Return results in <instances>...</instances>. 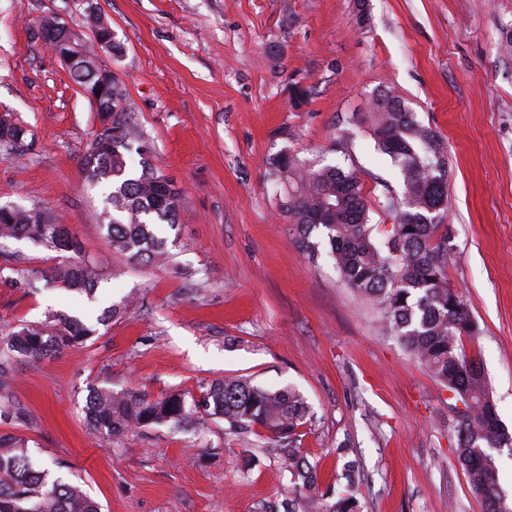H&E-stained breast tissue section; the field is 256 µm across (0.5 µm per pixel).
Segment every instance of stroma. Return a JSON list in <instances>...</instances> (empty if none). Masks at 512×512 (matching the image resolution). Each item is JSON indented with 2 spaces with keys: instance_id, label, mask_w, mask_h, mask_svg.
Wrapping results in <instances>:
<instances>
[{
  "instance_id": "1",
  "label": "stroma",
  "mask_w": 512,
  "mask_h": 512,
  "mask_svg": "<svg viewBox=\"0 0 512 512\" xmlns=\"http://www.w3.org/2000/svg\"><path fill=\"white\" fill-rule=\"evenodd\" d=\"M123 47L102 53L125 84L151 162L182 190L179 222L161 225L164 266L130 263L99 226L104 190L80 158L99 125L92 102L36 35L62 14L90 38L86 0H0V116L28 130L0 157V204L50 212L103 272L95 301L41 287L56 252L0 243V335L47 313L120 314L84 345L11 364V394L32 421L19 434L38 468L80 477L102 512H285L287 460L266 437L236 434L197 408L193 426L119 437L84 418L91 388L158 399L241 377L292 386L310 417L301 446L320 492L342 488L340 445L360 461L365 512H482L454 457L449 394L387 335L374 305L325 256L309 257L268 165L340 160L342 120L378 237L398 188L375 147L372 100L392 88L441 139L448 158V283L479 327L482 362L512 433V0H97Z\"/></svg>"
}]
</instances>
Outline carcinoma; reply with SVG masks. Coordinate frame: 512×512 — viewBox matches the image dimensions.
<instances>
[{
  "instance_id": "1",
  "label": "carcinoma",
  "mask_w": 512,
  "mask_h": 512,
  "mask_svg": "<svg viewBox=\"0 0 512 512\" xmlns=\"http://www.w3.org/2000/svg\"><path fill=\"white\" fill-rule=\"evenodd\" d=\"M81 89L91 83V70L81 63L69 67ZM374 136L378 150L398 170L400 189L386 190L384 207L393 215L391 235L378 239L370 209L363 196L359 170L351 155L336 164L306 167L280 154L269 159L275 173L290 185L284 204L289 223L296 227L300 247L313 256L319 243L312 232H322L326 254L345 284L371 299L382 314L383 328L424 365L451 400L467 412L457 416V461L465 471L483 512H500L502 488L499 451L512 445L505 431L477 359L467 354L463 339L477 333V325L463 299L448 285V258L453 251L450 228H442L447 202L448 163L436 133L420 123L393 91L378 93L374 105ZM110 121L109 145L100 150L91 140L81 156L86 179L107 188L99 213L100 228L108 243L133 263H156L170 257L166 241L158 236L160 224L177 223L182 191L145 155L149 145L140 131L138 113L119 78L112 81V111L100 115ZM28 130L14 122L6 151L26 143ZM141 156L140 169L131 165ZM28 239L59 253L60 261L45 275L46 282L91 298L101 281L76 235L38 208L0 209V240ZM96 324L65 314L49 313L43 322L20 324L0 339V423L21 427L29 423L26 409L9 395V365L16 358L41 359L83 344ZM228 423L233 431L263 430L288 459L293 486L317 484L315 465L297 446L299 428L310 406L290 388L268 389L243 378L211 384L202 400L188 404L186 396L171 394L150 399L135 391L93 388L85 417L95 430L120 436L134 427L192 423L194 409ZM348 489L324 504L310 496L299 510L307 512H362L354 460L343 464ZM288 504V512L298 510ZM0 512H100L79 481L51 477L31 465L28 441L11 432L0 433Z\"/></svg>"
}]
</instances>
